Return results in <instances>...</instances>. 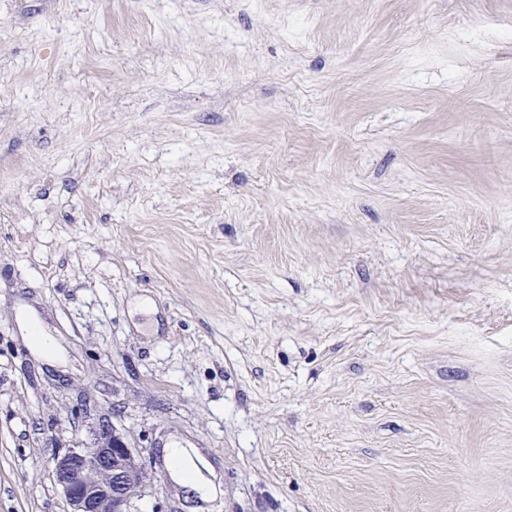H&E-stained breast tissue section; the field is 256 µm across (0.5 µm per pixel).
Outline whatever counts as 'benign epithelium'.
Returning <instances> with one entry per match:
<instances>
[{
  "instance_id": "7a95c632",
  "label": "benign epithelium",
  "mask_w": 512,
  "mask_h": 512,
  "mask_svg": "<svg viewBox=\"0 0 512 512\" xmlns=\"http://www.w3.org/2000/svg\"><path fill=\"white\" fill-rule=\"evenodd\" d=\"M51 473L68 512H131L149 480L144 450L108 420L99 424L92 444L57 455Z\"/></svg>"
}]
</instances>
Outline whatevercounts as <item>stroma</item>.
<instances>
[{"instance_id":"35a3bbf8","label":"stroma","mask_w":512,"mask_h":512,"mask_svg":"<svg viewBox=\"0 0 512 512\" xmlns=\"http://www.w3.org/2000/svg\"><path fill=\"white\" fill-rule=\"evenodd\" d=\"M116 409L134 512H512V0H0V512ZM168 451L180 460L181 469L184 472V485L198 495L204 496L210 488V481L195 467L185 448L174 446L168 448Z\"/></svg>"}]
</instances>
